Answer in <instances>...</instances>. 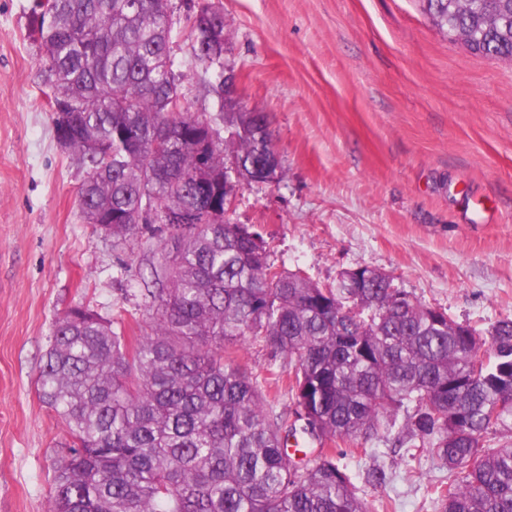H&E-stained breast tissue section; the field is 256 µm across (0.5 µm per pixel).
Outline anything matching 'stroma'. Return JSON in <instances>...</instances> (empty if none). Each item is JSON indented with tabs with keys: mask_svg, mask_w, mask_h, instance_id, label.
I'll return each mask as SVG.
<instances>
[{
	"mask_svg": "<svg viewBox=\"0 0 512 512\" xmlns=\"http://www.w3.org/2000/svg\"><path fill=\"white\" fill-rule=\"evenodd\" d=\"M31 3L0 0V512H46L62 435L36 377L57 314L85 295L106 318L136 308L149 271L83 220L85 170L54 137ZM222 4L240 105L267 117L283 170L240 189L227 220L318 285L369 266L454 321L512 319V62L443 37L419 0ZM237 361L278 393L281 358L251 344ZM391 465L393 485L368 496L433 512L443 472Z\"/></svg>",
	"mask_w": 512,
	"mask_h": 512,
	"instance_id": "1",
	"label": "stroma"
}]
</instances>
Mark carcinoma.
<instances>
[{
  "instance_id": "carcinoma-1",
  "label": "carcinoma",
  "mask_w": 512,
  "mask_h": 512,
  "mask_svg": "<svg viewBox=\"0 0 512 512\" xmlns=\"http://www.w3.org/2000/svg\"><path fill=\"white\" fill-rule=\"evenodd\" d=\"M442 34L475 33L470 50L512 61V0H478L448 16L420 0ZM191 61L226 45L224 9L198 0ZM169 0H54L32 7L28 38L43 50L52 97L72 116L68 149L86 169L77 191L86 223L118 245L150 252L142 281L151 333L130 341L137 312L107 319L80 301L56 319L38 376L42 402L65 432L47 512H390L360 494L332 444L376 443L447 471L435 512H512V320L481 332L448 318L367 266L322 287L268 263L247 224L211 215L200 181L234 187L276 155L264 115L227 102L230 138L208 143L204 114L168 111L183 89ZM169 239L151 245L143 208ZM263 343L283 359L289 405L277 409L231 348ZM301 436L303 458L289 453ZM367 482L382 488L381 465Z\"/></svg>"
}]
</instances>
